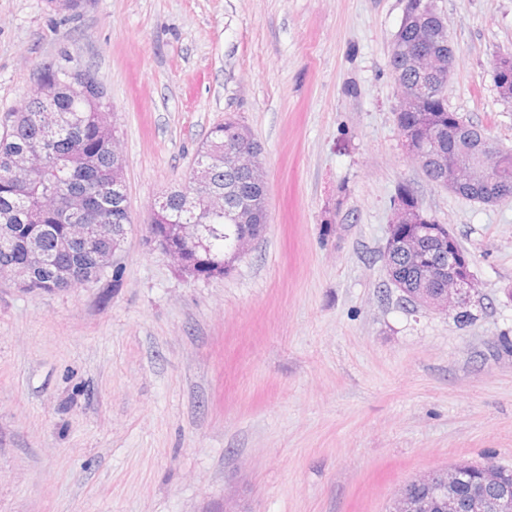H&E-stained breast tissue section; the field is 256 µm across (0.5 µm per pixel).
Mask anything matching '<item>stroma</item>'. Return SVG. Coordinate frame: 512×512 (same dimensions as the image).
Segmentation results:
<instances>
[{
    "label": "stroma",
    "instance_id": "stroma-1",
    "mask_svg": "<svg viewBox=\"0 0 512 512\" xmlns=\"http://www.w3.org/2000/svg\"><path fill=\"white\" fill-rule=\"evenodd\" d=\"M407 0H0V116L68 53L112 103L130 223L101 280L0 282V512H388L414 477L512 468V196L407 155L390 43ZM449 111L512 149L493 76L512 0H434ZM268 219L228 275L150 242L226 118ZM471 260L473 320L414 308L381 258L399 186Z\"/></svg>",
    "mask_w": 512,
    "mask_h": 512
}]
</instances>
